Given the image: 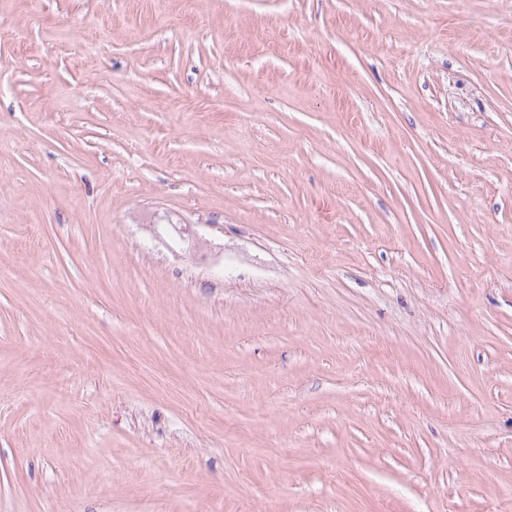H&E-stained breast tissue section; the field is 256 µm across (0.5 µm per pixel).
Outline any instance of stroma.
<instances>
[{
	"label": "stroma",
	"mask_w": 512,
	"mask_h": 512,
	"mask_svg": "<svg viewBox=\"0 0 512 512\" xmlns=\"http://www.w3.org/2000/svg\"><path fill=\"white\" fill-rule=\"evenodd\" d=\"M0 28V512H512V0Z\"/></svg>",
	"instance_id": "stroma-1"
}]
</instances>
